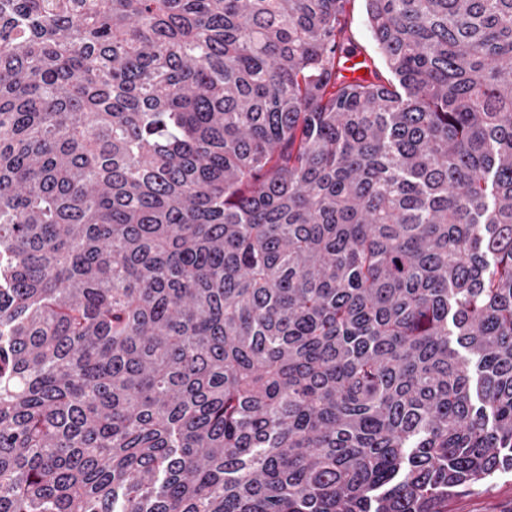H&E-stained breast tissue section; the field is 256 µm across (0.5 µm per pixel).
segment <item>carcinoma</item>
Here are the masks:
<instances>
[{"label": "carcinoma", "instance_id": "obj_1", "mask_svg": "<svg viewBox=\"0 0 512 512\" xmlns=\"http://www.w3.org/2000/svg\"><path fill=\"white\" fill-rule=\"evenodd\" d=\"M0 0V512H447L512 470V0ZM351 17L354 32L353 45L365 55L371 56L374 60L378 73L389 78L390 74L375 47L366 25L364 0H354L351 2ZM357 49H345L343 55L347 57L351 63L361 62L366 59V57H364Z\"/></svg>", "mask_w": 512, "mask_h": 512}]
</instances>
